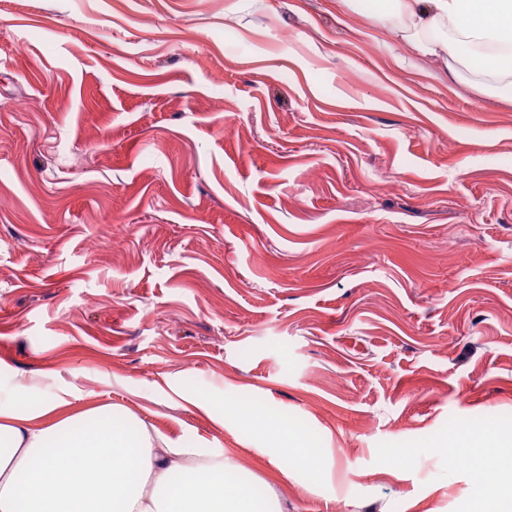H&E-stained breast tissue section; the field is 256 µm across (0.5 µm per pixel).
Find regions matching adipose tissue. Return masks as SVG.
<instances>
[{
	"instance_id": "ef3b65f1",
	"label": "adipose tissue",
	"mask_w": 512,
	"mask_h": 512,
	"mask_svg": "<svg viewBox=\"0 0 512 512\" xmlns=\"http://www.w3.org/2000/svg\"><path fill=\"white\" fill-rule=\"evenodd\" d=\"M375 23L397 20L424 56L512 77V0H391ZM72 392L39 399L15 391L0 405V512H283L239 482V465L202 467L198 448H178L143 422L111 420L106 407L77 408ZM272 463L319 469L322 451L288 422L247 410ZM442 450L480 458L499 480L473 477L463 512H512V446L493 428L452 430Z\"/></svg>"
}]
</instances>
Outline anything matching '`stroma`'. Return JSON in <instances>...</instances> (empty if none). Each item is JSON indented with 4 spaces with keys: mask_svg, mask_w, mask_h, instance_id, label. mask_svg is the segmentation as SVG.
<instances>
[{
    "mask_svg": "<svg viewBox=\"0 0 512 512\" xmlns=\"http://www.w3.org/2000/svg\"><path fill=\"white\" fill-rule=\"evenodd\" d=\"M387 3L0 0V404L71 390L284 512H457L439 444L512 430V81ZM241 414L257 432L261 433L267 448L259 449L264 450L271 462L286 476L288 473L281 466L283 458H288L298 469L319 470L322 448H317L288 422L270 419L255 410H242Z\"/></svg>",
    "mask_w": 512,
    "mask_h": 512,
    "instance_id": "stroma-1",
    "label": "stroma"
}]
</instances>
